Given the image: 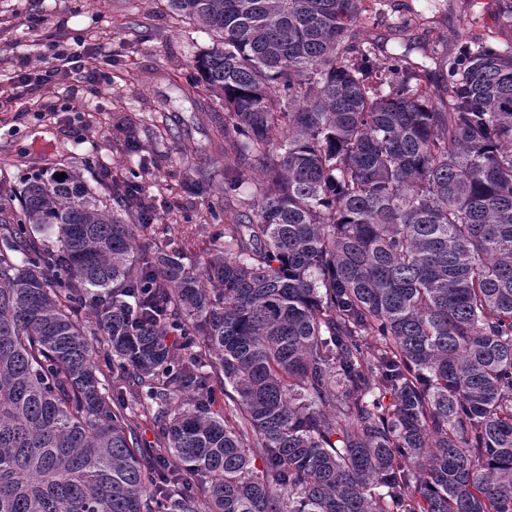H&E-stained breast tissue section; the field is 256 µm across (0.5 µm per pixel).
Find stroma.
Instances as JSON below:
<instances>
[{
  "label": "stroma",
  "mask_w": 512,
  "mask_h": 512,
  "mask_svg": "<svg viewBox=\"0 0 512 512\" xmlns=\"http://www.w3.org/2000/svg\"><path fill=\"white\" fill-rule=\"evenodd\" d=\"M353 28L378 60L407 54L430 81L448 82L457 43L492 35L512 47V19L495 0H368ZM78 50L110 42L95 77L72 74L37 86L39 56L58 41ZM0 183L20 187L56 157L100 190L118 179L162 203L145 242L179 225L172 246L200 271L237 204L224 199V108L198 83L194 68L213 40L177 18L167 0H0ZM27 81H19V72ZM138 130L128 143L126 129Z\"/></svg>",
  "instance_id": "1"
}]
</instances>
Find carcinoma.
Returning <instances> with one entry per match:
<instances>
[{
  "mask_svg": "<svg viewBox=\"0 0 512 512\" xmlns=\"http://www.w3.org/2000/svg\"><path fill=\"white\" fill-rule=\"evenodd\" d=\"M363 2L168 0L258 173L200 273L142 194L0 189V512H512V50L438 112Z\"/></svg>",
  "mask_w": 512,
  "mask_h": 512,
  "instance_id": "carcinoma-1",
  "label": "carcinoma"
}]
</instances>
